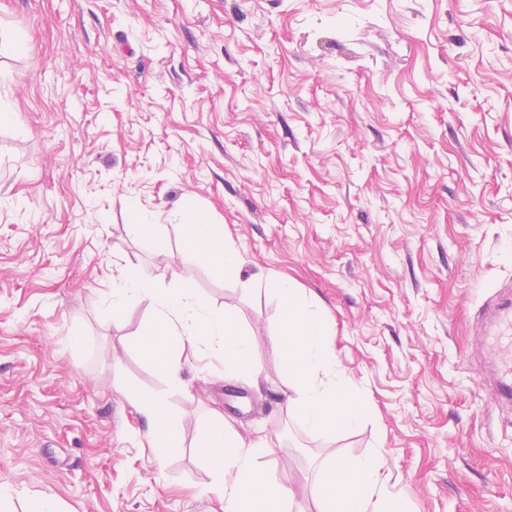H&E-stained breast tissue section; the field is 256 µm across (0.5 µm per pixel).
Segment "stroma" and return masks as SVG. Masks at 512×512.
<instances>
[{
  "label": "stroma",
  "instance_id": "obj_1",
  "mask_svg": "<svg viewBox=\"0 0 512 512\" xmlns=\"http://www.w3.org/2000/svg\"><path fill=\"white\" fill-rule=\"evenodd\" d=\"M0 111L10 512H224L195 449L213 408L280 438L294 512L330 449L379 451L400 512H512V407L472 329L512 289V0H0ZM189 204L241 277L187 250ZM144 211L168 260L129 231ZM119 257L235 313L259 381L205 356L168 389L137 347L152 309L112 315ZM270 278L323 309L369 403L331 446L283 409ZM127 386L165 392L183 448L142 441Z\"/></svg>",
  "mask_w": 512,
  "mask_h": 512
}]
</instances>
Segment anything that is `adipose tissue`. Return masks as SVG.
<instances>
[{
    "label": "adipose tissue",
    "mask_w": 512,
    "mask_h": 512,
    "mask_svg": "<svg viewBox=\"0 0 512 512\" xmlns=\"http://www.w3.org/2000/svg\"><path fill=\"white\" fill-rule=\"evenodd\" d=\"M182 230L199 261L240 276L243 259L222 225L209 223L202 213L187 207L182 211ZM119 272L124 285L112 291V312L117 315L128 306L149 303L155 323L140 339L139 349L164 375L169 388L181 387L182 362L203 353L223 358L225 379H259L262 370L252 359L251 337L242 331L234 313L212 307L191 282L163 289L144 280L132 266L120 267ZM269 287L280 310L279 331L271 341L288 375L286 411L309 436L331 442L337 432L361 424L366 402L349 391L350 379L336 358L321 309L291 283L277 280ZM129 396L147 421L150 447L164 454L182 448V420L167 408L162 395L133 390ZM198 448L216 478L224 512H292L294 490L270 479L267 440L243 436L213 409ZM388 482L380 455L329 454L313 487L318 512H393Z\"/></svg>",
    "instance_id": "ef3b65f1"
}]
</instances>
